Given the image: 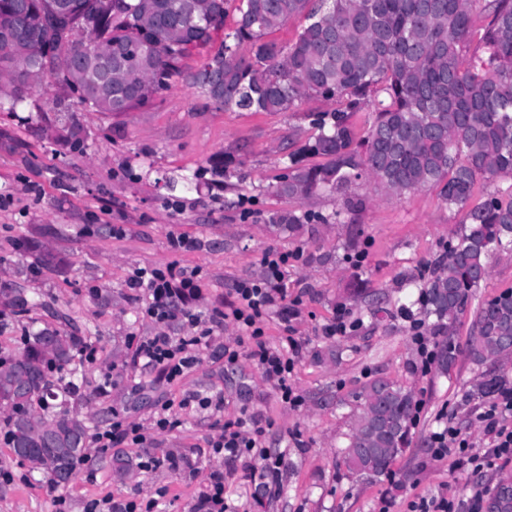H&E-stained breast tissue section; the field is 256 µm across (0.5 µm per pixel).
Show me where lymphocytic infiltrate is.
Masks as SVG:
<instances>
[{"label":"lymphocytic infiltrate","mask_w":512,"mask_h":512,"mask_svg":"<svg viewBox=\"0 0 512 512\" xmlns=\"http://www.w3.org/2000/svg\"><path fill=\"white\" fill-rule=\"evenodd\" d=\"M291 257L288 251L267 250L262 257L260 276L237 281L223 307L212 309L206 316L195 309L203 295L199 270L176 263L137 269L127 286L144 294V317L162 327L181 322L186 333L173 337L162 331L131 342L127 367L135 372L149 369L160 380L176 383L197 364L199 353L211 348L216 330L230 322L245 332L249 346L243 352L222 347L219 358L228 365L237 364L243 356L252 360L263 379L279 393L281 401L298 406L300 397L295 394L290 379L302 344L287 336L281 346H271L261 325L263 318L272 313L284 323L299 315L301 300L289 298L285 282ZM508 416H512V387L498 390L478 416L485 434L492 438L491 449L482 453L473 451L468 439L455 427L448 426L430 437L433 459L452 458L453 468L469 474L511 466L512 428L504 423ZM264 434L261 416L245 412L220 424L219 433L209 439L208 448L228 462L249 461L255 498L272 500L281 492V460L264 448Z\"/></svg>","instance_id":"lymphocytic-infiltrate-1"}]
</instances>
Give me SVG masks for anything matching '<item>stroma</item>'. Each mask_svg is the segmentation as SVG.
<instances>
[{"instance_id":"stroma-1","label":"stroma","mask_w":512,"mask_h":512,"mask_svg":"<svg viewBox=\"0 0 512 512\" xmlns=\"http://www.w3.org/2000/svg\"><path fill=\"white\" fill-rule=\"evenodd\" d=\"M63 96L51 86L38 88L15 110H0V132L6 134L0 139V291L16 290L28 300L0 310V356L21 353L27 336L47 325L91 345L95 353L82 364L81 395L71 406L94 432L108 428L116 412L149 428L156 403L176 407L191 394L223 392L226 420L244 407L260 414L270 423L264 446L283 456L282 492L273 503H257L244 462H236L224 485L233 512H379L384 499L390 512H408L410 501L491 490L512 477V466L476 476L453 471L451 459L434 460L428 448L441 415L474 449L491 446L473 419L481 399L465 395L479 375L468 349L474 306L512 289V252L492 258L472 310L457 322L452 368L420 375L402 315L406 307L422 314L409 280L442 253L460 213L436 190L396 196L364 180L355 192L365 206L343 223L304 224L291 233L266 220L277 210L335 211L332 196L296 201L271 190L289 143L314 136V114L334 109V102L310 98L286 113L222 110L177 77L152 103L125 115L78 109L62 118L56 103ZM62 120L76 124L77 139L46 136ZM221 162L227 165L224 177L213 170ZM245 197L253 201L248 217L240 207ZM116 224L122 236L113 235ZM173 234L197 240L198 249L173 252ZM270 249L300 254L287 276L289 296L303 300L300 316L285 324L272 314L262 322L270 345L285 335L303 345L292 376L299 407L282 403L245 357L227 367L201 352L172 386L159 383L155 373L126 367L131 338L159 330L139 315V302L126 286L136 268L176 262L199 269L204 287L196 309L206 314L235 281L260 274ZM45 252L64 258L65 267L44 266ZM342 310L357 328L324 338L322 326ZM376 378L410 389L425 406L409 447L387 474L372 478L349 471L340 451L360 413L356 395ZM104 384L105 397L99 393ZM215 419L202 409L183 413L172 429L149 428L143 447L91 449L64 487L20 461L0 437V512H86L89 503L106 498L154 499L158 512H190L207 476L225 467L206 446L217 433ZM170 452L186 454L193 474L164 465L145 468V461ZM119 455L129 459V470H118Z\"/></svg>"}]
</instances>
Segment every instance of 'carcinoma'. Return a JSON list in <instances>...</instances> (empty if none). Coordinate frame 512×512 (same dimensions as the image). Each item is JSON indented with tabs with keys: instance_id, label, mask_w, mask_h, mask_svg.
<instances>
[{
	"instance_id": "carcinoma-1",
	"label": "carcinoma",
	"mask_w": 512,
	"mask_h": 512,
	"mask_svg": "<svg viewBox=\"0 0 512 512\" xmlns=\"http://www.w3.org/2000/svg\"><path fill=\"white\" fill-rule=\"evenodd\" d=\"M0 0V77L24 89L5 93L11 107L27 92L53 81L77 105L123 115L150 103L182 74L183 61L209 45L224 25L230 0ZM481 0H239L237 27L222 51L185 75L219 108L293 112L307 97L334 101L316 115L317 134L288 153L274 193L307 200L329 193L348 214L363 199L350 189L368 178L396 194L429 187L462 214L443 254L411 284L419 288L433 334L453 327L470 292L489 275L495 254L512 251V185L472 202L477 181L512 178V0H488L492 20L477 35L473 13ZM304 17L297 39L286 46L268 39L289 18ZM486 57L466 60L474 36ZM112 44V87L92 88L99 69L94 50ZM377 100L366 135L357 138L354 113ZM271 224H317V212L268 214ZM469 355L482 365L512 356V291L478 308ZM79 346L77 337L45 327L27 339L25 351L0 358V408L9 445L33 469L52 476L75 473L85 459L88 427L66 404L47 410L66 380ZM505 384L483 375L468 391L484 397ZM363 412L348 435L342 458L349 470L384 475L410 444L413 393L384 379L360 393ZM497 512H512V485L498 484Z\"/></svg>"
}]
</instances>
